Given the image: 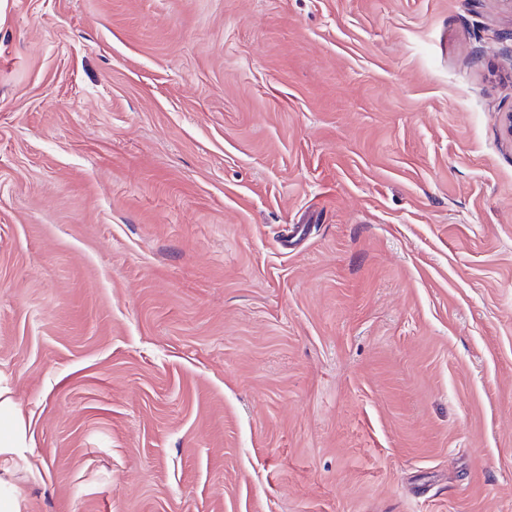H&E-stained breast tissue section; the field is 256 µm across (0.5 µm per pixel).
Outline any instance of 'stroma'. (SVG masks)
<instances>
[{"instance_id":"1","label":"stroma","mask_w":512,"mask_h":512,"mask_svg":"<svg viewBox=\"0 0 512 512\" xmlns=\"http://www.w3.org/2000/svg\"><path fill=\"white\" fill-rule=\"evenodd\" d=\"M512 0H0L10 512H512Z\"/></svg>"}]
</instances>
